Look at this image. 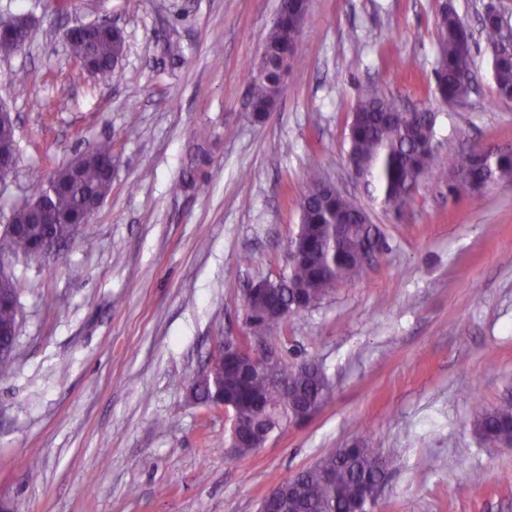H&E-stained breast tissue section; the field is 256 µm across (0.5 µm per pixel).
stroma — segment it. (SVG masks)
Listing matches in <instances>:
<instances>
[{
  "mask_svg": "<svg viewBox=\"0 0 512 512\" xmlns=\"http://www.w3.org/2000/svg\"><path fill=\"white\" fill-rule=\"evenodd\" d=\"M280 4L0 0V16L32 24L26 51L0 54V104L17 117L0 230L98 140L111 138L114 162L80 238L46 259L0 258L23 283L13 373L0 381L9 512H257L273 486L363 437L396 457L375 512H512V449L471 422L475 404L512 400V183L457 197L448 178L426 177L397 215L349 181L346 161L350 115L371 86L435 113L448 166L476 143L512 149V102L498 99L479 37L485 10L512 12V0H309L298 59L258 121L246 76ZM445 8L478 36L461 103L434 94ZM101 22L126 42L106 80L66 42ZM313 168L367 208L385 249L268 335L286 361L321 366L332 392L239 457L223 410L189 403L187 388L225 337L246 332L249 286L281 274ZM189 172L194 187L175 190ZM28 458L37 479L19 465Z\"/></svg>",
  "mask_w": 512,
  "mask_h": 512,
  "instance_id": "1",
  "label": "stroma"
}]
</instances>
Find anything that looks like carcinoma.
Instances as JSON below:
<instances>
[{"label": "carcinoma", "instance_id": "1", "mask_svg": "<svg viewBox=\"0 0 512 512\" xmlns=\"http://www.w3.org/2000/svg\"><path fill=\"white\" fill-rule=\"evenodd\" d=\"M463 25L452 13L442 20L438 33L440 70L435 93L450 100L465 93L459 77L472 71L473 51L461 44ZM482 33L489 45L503 37L499 23L483 21ZM292 24L279 21L271 25L265 39L267 55L248 73L253 107L261 111L278 93L281 56L291 52ZM73 59L92 53L107 68L120 47L101 37L93 42L82 34L73 35ZM493 81L500 99H512V62L502 60L493 67ZM398 105L376 89L363 93L357 101L347 134V163L374 187L385 208L396 212L413 200L420 176L444 173L435 144V114L413 112L397 114ZM112 155V140L105 139L88 150L79 175L70 177L66 167L53 177L60 184L50 195L56 214L54 224H29L22 232H0V255L7 252L33 259L50 255L54 246L75 239L83 230V203L96 194L112 191L100 159ZM461 183L492 178L493 182H512V151L477 146L460 162ZM303 259L288 264L273 286L271 298L299 314L319 305L338 284L360 276L364 268L360 257L372 248L379 232L369 212L351 196L325 188L319 170L309 175L307 194L300 202V224L296 232ZM21 281L0 271V294L10 295L14 303H0V378L9 375L15 358L18 335ZM282 384L274 385L258 373L248 380L246 403H260L273 411L288 405V391L300 394L304 402L319 404L329 397L325 373L306 362L281 361ZM239 373L231 367L214 371L199 389L206 399L223 391L238 389ZM473 428L486 442L512 446V403L493 409L481 406L473 413ZM393 456L363 438L357 448H330L310 468L298 473L305 494L306 512H349L360 490L385 479Z\"/></svg>", "mask_w": 512, "mask_h": 512}]
</instances>
